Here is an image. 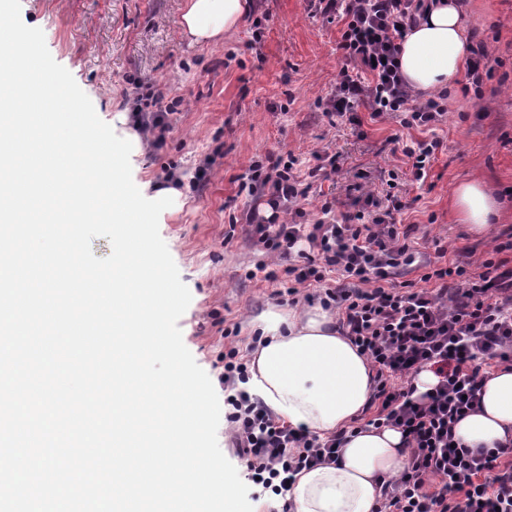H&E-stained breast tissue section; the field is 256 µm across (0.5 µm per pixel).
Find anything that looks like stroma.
<instances>
[{
    "mask_svg": "<svg viewBox=\"0 0 512 512\" xmlns=\"http://www.w3.org/2000/svg\"><path fill=\"white\" fill-rule=\"evenodd\" d=\"M185 4L21 0V19L43 31L53 59L105 123L131 114L132 76L160 84L173 102L165 145L134 159L132 179L184 177L183 206L164 215L159 231L192 296L178 321L183 342L216 392L224 390V329L237 328L232 342L249 354L252 319L288 305L263 277L247 278L267 256L243 229L230 227L250 201L243 184L253 158L305 160L315 150L335 156L338 170L313 185L307 213L317 215L327 196L345 202L347 186L368 177L378 192L404 197L409 238L432 257L450 244L483 255L512 241V0H466L474 42L500 64L481 86L466 74L449 87L441 147L420 186L410 180L399 142L422 131L365 111L333 125L318 108L346 64L337 48L341 21L316 13L309 0H261L269 15L262 40H254L247 17L222 44L191 46L179 36ZM470 177L484 180L504 211L482 233L459 223L451 208L456 182Z\"/></svg>",
    "mask_w": 512,
    "mask_h": 512,
    "instance_id": "1",
    "label": "stroma"
}]
</instances>
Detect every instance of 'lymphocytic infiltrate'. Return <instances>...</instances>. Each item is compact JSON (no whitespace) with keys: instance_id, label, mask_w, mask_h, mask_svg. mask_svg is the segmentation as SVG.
<instances>
[{"instance_id":"lymphocytic-infiltrate-1","label":"lymphocytic infiltrate","mask_w":512,"mask_h":512,"mask_svg":"<svg viewBox=\"0 0 512 512\" xmlns=\"http://www.w3.org/2000/svg\"><path fill=\"white\" fill-rule=\"evenodd\" d=\"M427 0H313L316 11L343 23L338 47L347 61L320 107L329 122L364 110L398 118L402 127L432 132L447 93L422 99L398 62L405 35L424 16ZM143 133L162 140L170 105L154 86L142 89ZM326 164L264 158L252 161L248 190L255 203L241 221L274 263L265 280L286 276L292 298L320 300L338 315L337 328L367 357L372 386L368 426L400 429L408 462L395 477H379L375 512H512V443L471 449L455 427L481 405L480 391L496 368L512 366V266L455 254L441 265L407 242L398 195L353 184L347 209L324 200L316 219L301 202L313 182L329 178ZM305 265H295V257ZM421 271L420 283L395 285L397 275ZM249 363L235 347L224 352L222 381L229 435L250 477L286 494L301 470L335 461L346 431L322 438L276 417L243 385ZM428 370L437 384L417 393Z\"/></svg>"}]
</instances>
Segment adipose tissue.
I'll return each mask as SVG.
<instances>
[{
  "label": "adipose tissue",
  "instance_id": "ef3b65f1",
  "mask_svg": "<svg viewBox=\"0 0 512 512\" xmlns=\"http://www.w3.org/2000/svg\"><path fill=\"white\" fill-rule=\"evenodd\" d=\"M248 0H187L181 36L192 44H218L236 30ZM472 44L459 0H430L426 18L401 43L400 70L414 90L447 88L462 74ZM452 205L460 223L485 231L501 203L486 183H456ZM261 340L251 353L247 387L278 417L320 436L348 427L365 408L371 370L365 356L336 330L321 306L272 307L260 314ZM470 448L512 440V368L498 369L483 384L481 408L458 423ZM407 451L400 430L363 429L349 434L336 463L300 471L288 491L293 512H373L378 476H395Z\"/></svg>",
  "mask_w": 512,
  "mask_h": 512
}]
</instances>
